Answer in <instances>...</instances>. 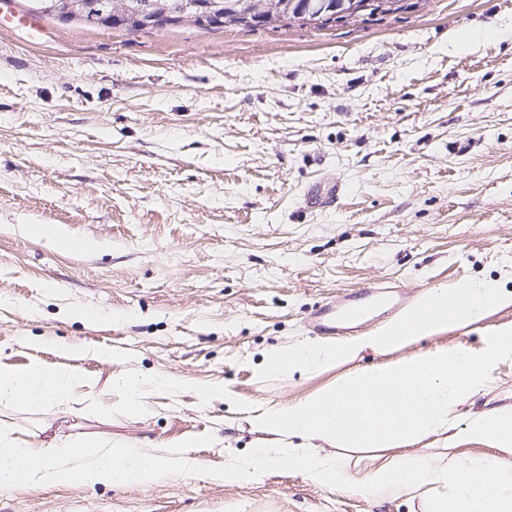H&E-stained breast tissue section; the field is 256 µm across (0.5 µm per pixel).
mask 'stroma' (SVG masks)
Returning a JSON list of instances; mask_svg holds the SVG:
<instances>
[{"instance_id": "1", "label": "stroma", "mask_w": 512, "mask_h": 512, "mask_svg": "<svg viewBox=\"0 0 512 512\" xmlns=\"http://www.w3.org/2000/svg\"><path fill=\"white\" fill-rule=\"evenodd\" d=\"M404 4L323 29L0 26V366L79 377L66 402L1 403L0 425L160 457L191 440L197 462L147 488L33 485L0 512H420L285 466L219 479L259 441L255 411L343 373L259 374L267 350L317 340L323 303L373 282L412 303L512 291V0ZM318 181L343 195L306 211ZM511 323L508 307L413 349L476 350ZM136 372L179 386L132 411L116 382ZM504 406L512 360L454 416Z\"/></svg>"}]
</instances>
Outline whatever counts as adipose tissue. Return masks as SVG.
Masks as SVG:
<instances>
[{"label":"adipose tissue","instance_id":"obj_1","mask_svg":"<svg viewBox=\"0 0 512 512\" xmlns=\"http://www.w3.org/2000/svg\"><path fill=\"white\" fill-rule=\"evenodd\" d=\"M509 306L512 293L490 283L437 288L406 315L348 340L267 351L266 376L305 375L337 363L348 369L321 391L271 403L254 414L252 424L267 439L246 462L225 470L224 482L250 483L268 468L285 465L316 484L348 486L354 482L349 466L321 455V444L387 448L390 456L363 478L364 489L372 494L425 500V512H512V471L498 461L464 459L456 448L464 434L474 442H494L511 458L512 408L487 411L462 429L453 416L456 405L486 387L497 362L512 359V326L495 328L476 351L448 346L410 350L421 339ZM364 351L376 355V363L365 369L353 366ZM74 384V375L39 365L20 372L0 369V401L38 408L64 399ZM431 437L440 445L436 453L414 452L415 444ZM193 463L182 448L161 459L120 443L96 447L53 440L32 445L16 442L10 430L0 427L1 493L39 483L147 486Z\"/></svg>","mask_w":512,"mask_h":512}]
</instances>
